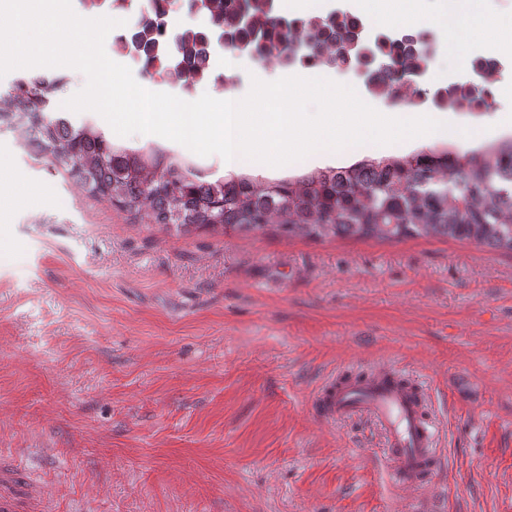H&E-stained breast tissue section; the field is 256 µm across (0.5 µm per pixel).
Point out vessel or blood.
Wrapping results in <instances>:
<instances>
[{
	"label": "vessel or blood",
	"mask_w": 512,
	"mask_h": 512,
	"mask_svg": "<svg viewBox=\"0 0 512 512\" xmlns=\"http://www.w3.org/2000/svg\"><path fill=\"white\" fill-rule=\"evenodd\" d=\"M314 403L327 420H367L378 428L393 484L410 489L431 483L440 471V427L429 412L428 387L400 364L338 369ZM43 505V485L29 465L1 449L0 512H42Z\"/></svg>",
	"instance_id": "vessel-or-blood-1"
}]
</instances>
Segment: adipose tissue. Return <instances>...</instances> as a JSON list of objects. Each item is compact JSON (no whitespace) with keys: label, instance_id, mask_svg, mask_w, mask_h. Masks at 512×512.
Returning a JSON list of instances; mask_svg holds the SVG:
<instances>
[{"label":"adipose tissue","instance_id":"1","mask_svg":"<svg viewBox=\"0 0 512 512\" xmlns=\"http://www.w3.org/2000/svg\"><path fill=\"white\" fill-rule=\"evenodd\" d=\"M419 0H351V7L375 27L414 25L424 22ZM476 0H456L452 10H441L436 19L452 33L448 49L461 53L464 45L484 38L493 48L512 45V21H503L475 8Z\"/></svg>","mask_w":512,"mask_h":512}]
</instances>
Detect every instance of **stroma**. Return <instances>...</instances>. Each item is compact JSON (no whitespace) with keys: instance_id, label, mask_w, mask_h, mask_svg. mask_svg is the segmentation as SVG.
Listing matches in <instances>:
<instances>
[{"instance_id":"obj_1","label":"stroma","mask_w":512,"mask_h":512,"mask_svg":"<svg viewBox=\"0 0 512 512\" xmlns=\"http://www.w3.org/2000/svg\"><path fill=\"white\" fill-rule=\"evenodd\" d=\"M431 91L465 78L420 0ZM235 98L283 69L232 53ZM512 137V101L459 112ZM224 177L202 157L141 134ZM0 448L28 458L48 512H409L367 422L311 403L341 367L400 363L428 383L442 512H512V253L433 237L315 240L132 221L0 126ZM47 193L33 205L29 188Z\"/></svg>"}]
</instances>
